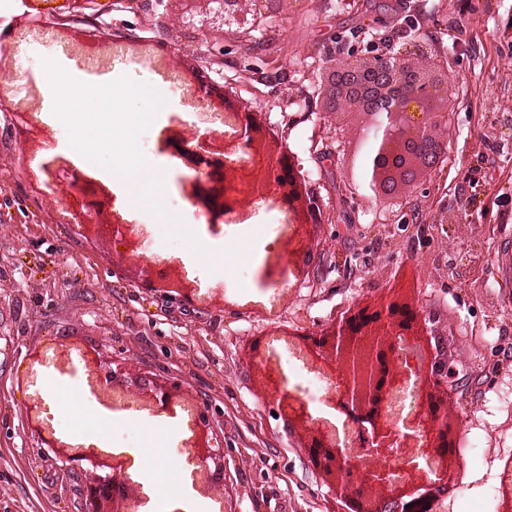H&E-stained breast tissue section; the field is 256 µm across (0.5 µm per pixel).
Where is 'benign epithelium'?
<instances>
[{
  "mask_svg": "<svg viewBox=\"0 0 512 512\" xmlns=\"http://www.w3.org/2000/svg\"><path fill=\"white\" fill-rule=\"evenodd\" d=\"M204 12L190 9L180 14L179 24L166 23L167 12H157L150 19L163 29L160 42L169 54L180 59L194 75L195 82L206 97L220 93L229 101L236 94L221 87L214 79V66L224 60V41L249 38L260 31L269 19L267 2L242 9L243 0H206ZM414 54L418 63L411 65L407 54ZM344 84L331 85L323 98V111L340 113L339 106L349 89L361 86H384L371 102L355 100L350 111L363 119L368 131L369 155L366 203L386 200L395 191L381 186L377 173L385 170L402 172L407 185L415 188L439 168V152H419L421 171L406 166L409 156L428 142L440 140L438 131L448 132V106L445 92L448 73L435 66L434 58L421 41L413 39L405 47L393 48L373 57L352 54L339 68ZM240 117L234 139L219 140L210 134L192 138L177 135L162 141V148L183 168L191 186L190 201L209 224H227L230 215L240 208L241 198L263 196L277 191L283 209L298 218L300 226L326 224L329 215L323 201L307 187L304 207L296 206L293 183L300 181L298 163L291 154H261L257 149L253 125L256 113L245 107H233ZM63 161L54 157L42 172H54L61 182L73 188L69 193L71 212L85 227L100 233L106 225L97 223L100 214L111 206L108 189L87 174L74 168L63 170ZM292 253L299 259V274L306 277L312 249L302 235L294 240ZM299 343L315 359L325 362V373L331 380L332 408L346 430L344 440L329 446L318 429L313 430L301 449L320 473H334L330 483L341 512H366V502L377 487L393 492L375 500L371 512H418L423 505H443L451 488L448 474L428 477L421 473L418 462L409 451L414 445L448 458L458 431L448 429L442 405L479 377L460 368L461 360L448 353L443 333L430 314L413 301H403L388 293L375 309L356 304L345 315L317 328L297 327L293 330ZM404 337L419 340L428 357L422 362L407 355V347L396 342ZM265 346L263 337L253 340L252 360L260 375L272 388L269 411L278 414L288 435L297 427L314 423L313 416L300 399L282 384L281 378L262 371ZM102 384L114 389L134 386L149 399L157 411L176 406L181 398V384L175 378H162L150 373L131 374L128 359L113 357L106 363ZM422 392L430 419L423 428L398 426L401 414L395 406L397 394L409 386ZM214 410L200 404L193 413V431L198 437V461L203 476L210 483H219L224 475V453L210 445L209 433ZM363 459L365 475L352 472V461ZM95 476L83 490L84 512H104L103 499L112 498V509L136 497V491L122 464L97 462Z\"/></svg>",
  "mask_w": 512,
  "mask_h": 512,
  "instance_id": "1",
  "label": "benign epithelium"
}]
</instances>
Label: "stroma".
<instances>
[{
    "label": "stroma",
    "instance_id": "stroma-1",
    "mask_svg": "<svg viewBox=\"0 0 512 512\" xmlns=\"http://www.w3.org/2000/svg\"><path fill=\"white\" fill-rule=\"evenodd\" d=\"M272 27L261 49L224 44L223 80L278 134L318 192L330 223L311 229L313 260L305 283L288 274L295 228L275 197L241 208L232 223L210 229L193 214L181 172L162 177L159 193L198 240L213 249L254 236L248 258L234 256L206 270L182 242L165 241L161 224L133 202L132 189L108 183L126 233H80L64 224L56 195H38V223H0V512H82L80 488L93 468L74 470L70 455L123 456L152 438L161 413L136 388L118 395L100 376L109 355L127 353L129 369L182 381V398L216 410L214 436L224 449V483L202 486L195 439L179 441L183 464L169 495L158 494L150 468L126 457L136 483V512H182L192 496L204 512H336V499L282 422L266 407L268 389L251 364L250 342L263 332L327 324L352 303L403 289L441 318L450 353L478 368L472 391L454 398L457 416L477 441L479 464L467 467L444 512H505L495 491L512 457V301L497 249L512 239V0H272ZM422 39L450 75L447 156L438 173L391 205L365 210L366 184L341 159L362 135L359 116L322 113L325 57L381 53L409 37ZM162 32L123 11L117 0H81L56 18L25 8L0 12V155H13V182L29 188L25 158L64 139L49 111L51 60L72 77L94 70L98 84L146 75L170 104L158 126L140 136L153 164L166 161L164 133L205 131L208 108L183 67L163 51ZM293 97H286L285 86ZM468 207H461V200ZM166 252L169 281L197 293L182 304L139 288L146 272L124 239ZM483 253L482 270L462 261ZM83 364L81 384L111 409L109 441L88 436L86 411L49 399L51 376ZM268 370L283 376L306 405L323 406L314 385L322 367L285 341L272 342Z\"/></svg>",
    "mask_w": 512,
    "mask_h": 512
}]
</instances>
